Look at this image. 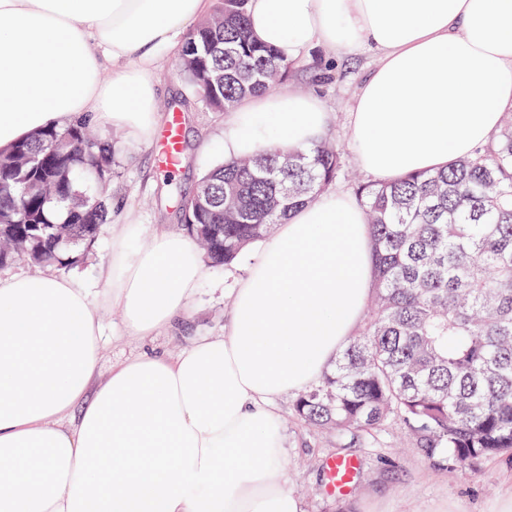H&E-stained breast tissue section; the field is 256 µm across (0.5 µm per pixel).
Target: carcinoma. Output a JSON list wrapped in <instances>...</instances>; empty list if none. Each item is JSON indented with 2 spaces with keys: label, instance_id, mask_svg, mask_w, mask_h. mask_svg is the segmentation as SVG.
Here are the masks:
<instances>
[{
  "label": "carcinoma",
  "instance_id": "cac0c4a2",
  "mask_svg": "<svg viewBox=\"0 0 512 512\" xmlns=\"http://www.w3.org/2000/svg\"><path fill=\"white\" fill-rule=\"evenodd\" d=\"M248 2L217 0L179 56L190 93L215 112L293 68L251 36ZM112 155L82 118L0 156V267L80 266L112 223ZM259 156L219 162L181 201L180 224L214 263L238 261L341 171L325 139ZM354 197L370 227L372 308L296 414L357 437L400 420L420 447L465 466L511 450L512 118L448 168L359 183Z\"/></svg>",
  "mask_w": 512,
  "mask_h": 512
}]
</instances>
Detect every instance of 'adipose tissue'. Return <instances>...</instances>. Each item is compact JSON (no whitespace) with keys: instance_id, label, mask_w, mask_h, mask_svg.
<instances>
[{"instance_id":"ef3b65f1","label":"adipose tissue","mask_w":512,"mask_h":512,"mask_svg":"<svg viewBox=\"0 0 512 512\" xmlns=\"http://www.w3.org/2000/svg\"><path fill=\"white\" fill-rule=\"evenodd\" d=\"M210 0H0V155L86 118L148 140L155 52ZM252 36L288 60L369 42L350 138L379 181L435 171L487 143L512 108V0H249ZM111 81L100 78L104 66ZM331 121L300 90L224 121V155L308 147ZM112 239L100 299L49 271L0 279V512H302L281 466L275 401L316 380L371 289L370 230L333 191L265 237L223 335L141 354L99 378L101 305L148 337L187 312L202 276L186 237ZM80 415L63 425L71 410Z\"/></svg>"}]
</instances>
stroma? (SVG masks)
<instances>
[{
	"label": "stroma",
	"instance_id": "35a3bbf8",
	"mask_svg": "<svg viewBox=\"0 0 512 512\" xmlns=\"http://www.w3.org/2000/svg\"><path fill=\"white\" fill-rule=\"evenodd\" d=\"M176 62V56H164L152 79L157 87V112L166 119L175 114L180 117L183 161L176 171H169L158 143L147 144L118 131L112 195L120 209L112 224L103 225L88 259L68 273L90 292L104 285L112 257L113 224L137 225L146 237L157 229L180 232L181 199L191 196L200 177L224 157V113L209 109L189 93ZM377 62L365 44L346 54L317 45L295 60L283 84L284 89L316 95L330 112L327 137L336 143L343 163L333 185L339 192L352 193L355 181L369 179L351 149V110L360 85ZM250 263L247 257L229 267L204 262L203 277L189 303V319L161 332L147 345L125 332L118 308L102 307L100 376H107L113 364L145 348L173 356L192 337L221 335L237 282ZM295 400V394L285 395L277 407L283 468L288 488L300 500L303 512H512V453L464 468L451 458L428 456L414 433L399 422L390 423L371 445L362 447L334 431L305 424L293 410ZM333 457L350 458L357 464L354 481L342 494L329 490L326 462Z\"/></svg>",
	"mask_w": 512,
	"mask_h": 512
}]
</instances>
